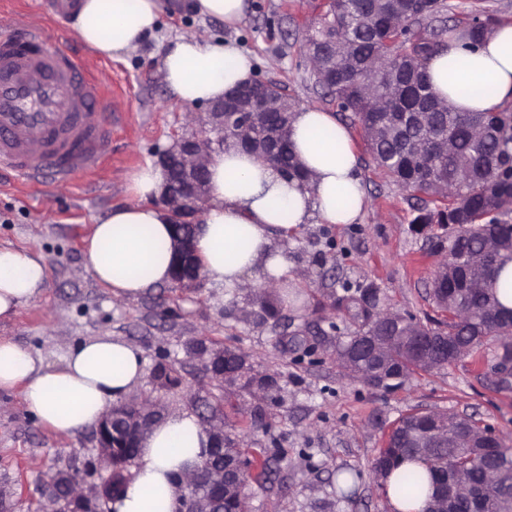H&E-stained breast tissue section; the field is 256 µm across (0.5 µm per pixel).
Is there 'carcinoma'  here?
Masks as SVG:
<instances>
[{"label": "carcinoma", "instance_id": "1", "mask_svg": "<svg viewBox=\"0 0 512 512\" xmlns=\"http://www.w3.org/2000/svg\"><path fill=\"white\" fill-rule=\"evenodd\" d=\"M314 10L318 20L305 30L302 46L313 52L345 43L350 56L325 55L320 63L336 77L313 81V90L363 130L383 117L401 122L393 136L363 137L366 150L379 174L423 203L414 223L448 225V261L456 265L459 303L454 308L438 305L448 316L434 332L482 335L471 351L472 362L482 367L483 349L497 343L499 328L512 321V309L504 308L495 293L467 285L460 263L479 249L488 232L512 239V110L453 111L433 90L426 61L452 32L462 31L479 42L500 22L498 10L488 0L460 5L435 0L427 10L413 0H322ZM413 106L429 113L426 124L400 121L401 113ZM448 137L454 143L451 153L420 154L411 147L416 141L433 145ZM461 225L469 229L462 231ZM343 290L357 308L356 335L387 331L384 320L392 311L380 304L377 289L346 282ZM401 432L399 426L391 430L372 466L383 473L397 471L394 494L424 499L422 512H428L454 469H480L479 459L462 448H404ZM228 445L226 464L235 461L244 472L255 470L257 483L267 478L270 457L244 459L235 440L228 439Z\"/></svg>", "mask_w": 512, "mask_h": 512}]
</instances>
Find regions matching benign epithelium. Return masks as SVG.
Here are the masks:
<instances>
[{"label":"benign epithelium","instance_id":"benign-epithelium-1","mask_svg":"<svg viewBox=\"0 0 512 512\" xmlns=\"http://www.w3.org/2000/svg\"><path fill=\"white\" fill-rule=\"evenodd\" d=\"M264 84L265 81L261 79L233 93L230 98L193 113L195 131L175 136L171 147L158 154L168 174L167 188L161 202L177 217L174 228L180 241V251L172 284L178 288H189L202 278L201 266L192 247V231L200 224L202 204L209 193L206 173L211 154L224 150V140L230 135L235 137V143L257 152L265 159L277 152L272 146H255L251 118L255 115L288 118V98L263 96ZM505 252L512 255V245L507 247L495 238H485L480 249L468 261L471 284L482 286L495 261ZM435 344L436 337L431 331L425 336L406 331L401 335L384 333L369 336L362 347L377 362H385L389 353L398 349L414 365L434 368L438 365V358L433 353ZM471 349L470 342L450 341L444 347L443 354L456 362L464 359ZM205 370L217 380L231 373L230 367L224 363L222 352L210 358ZM356 377L373 388H383L391 381L402 380V376L394 370H381L372 376L358 373ZM486 379L504 392L512 391V335L503 342L501 356ZM431 416L434 421L431 431L434 441H451L456 447L471 449L477 456L486 459L499 452L502 438L493 431L475 425L471 418L435 410L431 411ZM159 419L160 411L149 403H131L110 409L93 430L100 462L110 472L117 458H124L126 466H133L136 459L132 458V454L138 448L139 439ZM203 425L210 434L211 443L206 449L205 458L184 482L178 512H224L223 408L216 405L208 407ZM486 471L501 488L512 486V469H497L488 465ZM52 477L53 482L62 487L63 493L54 497L43 496L44 502L49 505V512H110L108 486L112 475L89 487L68 470L59 469ZM452 492L465 496L473 494L469 471L459 470L455 473Z\"/></svg>","mask_w":512,"mask_h":512}]
</instances>
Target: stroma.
<instances>
[{
  "instance_id": "35a3bbf8",
  "label": "stroma",
  "mask_w": 512,
  "mask_h": 512,
  "mask_svg": "<svg viewBox=\"0 0 512 512\" xmlns=\"http://www.w3.org/2000/svg\"><path fill=\"white\" fill-rule=\"evenodd\" d=\"M309 0H250L246 22L230 27L177 9L161 21V40L147 41L120 61L93 58L91 71L106 85L101 112L120 107L124 122L113 128L102 166L68 184L51 178L21 182L0 173V246L31 249L46 267L36 303L0 321V337L57 362L89 336H119L145 359L142 395L164 413H201L206 403L224 408V431L246 457L280 450L264 483L245 490L248 512H390L372 460L392 424L423 409L473 417L512 442V391L499 392L480 379L470 360L414 375L400 388L374 389L336 361L338 342L353 336L351 315L337 311L343 282L373 284L391 310L434 326L443 314L426 293L433 272L426 236H445L439 225L418 233L408 192L386 181L357 138L359 173L368 207L357 224H307L288 242L290 273L298 300L278 317L262 303L273 290L248 278L234 303L208 280L193 288L165 284L135 300L113 298L92 276L84 247L95 221L127 201L129 174L155 157L163 144L187 129L186 105L169 93L158 71L162 39L188 32L237 40L256 60L260 76L282 83L299 103L318 105L303 54V20ZM243 354L233 380L207 376L192 346ZM166 369L174 388L158 384ZM271 378L274 389L257 382ZM91 431L55 434L24 410L16 392H0V512H39L37 484L65 469L98 481ZM350 470L356 493H336V473Z\"/></svg>"
}]
</instances>
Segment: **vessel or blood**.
I'll return each mask as SVG.
<instances>
[{
    "label": "vessel or blood",
    "mask_w": 512,
    "mask_h": 512,
    "mask_svg": "<svg viewBox=\"0 0 512 512\" xmlns=\"http://www.w3.org/2000/svg\"><path fill=\"white\" fill-rule=\"evenodd\" d=\"M103 97L85 61L50 47L42 25L0 20V171L63 184L93 170L119 119L97 111Z\"/></svg>",
    "instance_id": "b4317fda"
}]
</instances>
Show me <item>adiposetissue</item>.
<instances>
[{
	"label": "adipose tissue",
	"instance_id": "1",
	"mask_svg": "<svg viewBox=\"0 0 512 512\" xmlns=\"http://www.w3.org/2000/svg\"><path fill=\"white\" fill-rule=\"evenodd\" d=\"M164 0H79L71 22L96 56L122 59L154 36ZM434 91L458 112H496L512 106V22H501L480 43L462 34L430 59ZM162 78L182 103L217 101L256 74L255 59L235 41L187 34L169 41L160 59ZM292 149L311 179H285L269 162L230 145L208 161L210 189L194 247L202 272L239 293L247 277L288 285L284 242L301 225L357 223L367 205L354 141L332 113L302 106L288 127ZM164 169L148 162L129 177V202L96 224L85 261L96 281L117 298L134 300L170 280L175 218L161 204ZM46 268L27 249L0 247V319L37 301ZM141 349L114 336H94L61 363L0 338V391H20L24 409L42 427L63 436L94 428L114 405L139 393ZM209 435L189 411L167 415L143 435L138 458L112 512H177L178 478L193 470Z\"/></svg>",
	"mask_w": 512,
	"mask_h": 512
}]
</instances>
